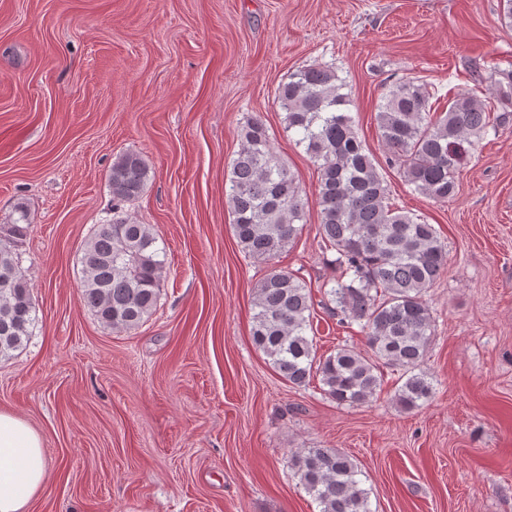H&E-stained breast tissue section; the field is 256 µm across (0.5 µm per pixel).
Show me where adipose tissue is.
Segmentation results:
<instances>
[{
  "label": "adipose tissue",
  "mask_w": 512,
  "mask_h": 512,
  "mask_svg": "<svg viewBox=\"0 0 512 512\" xmlns=\"http://www.w3.org/2000/svg\"><path fill=\"white\" fill-rule=\"evenodd\" d=\"M48 480L39 433L19 417L0 412V512H25Z\"/></svg>",
  "instance_id": "obj_1"
}]
</instances>
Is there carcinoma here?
Masks as SVG:
<instances>
[{
	"mask_svg": "<svg viewBox=\"0 0 512 512\" xmlns=\"http://www.w3.org/2000/svg\"><path fill=\"white\" fill-rule=\"evenodd\" d=\"M475 72L495 91L496 107L463 93L436 112L429 85L409 77L390 86L377 108L387 166L435 201L455 195L461 166L489 128L512 122V69L479 63ZM346 87L335 69L310 65L292 73L275 100L285 112L286 132L318 165L319 234L324 248L336 252L340 271L326 291L328 311L342 324H357L367 350L342 346L317 356L309 335L311 291L297 274L273 266L255 286L250 334L285 380L304 386L318 377L340 406L369 404L381 390V368L389 367L399 373L395 404L414 410L433 393L422 370L434 332L425 295L448 269V249L434 225L389 203V185L359 138ZM150 179L140 155L119 156L109 177L112 199H139ZM225 195L233 234L250 258L274 260L306 223L302 189L258 119L242 129ZM25 235L26 227L16 222L0 224V360L26 345L35 318L33 294L20 270L19 243ZM157 242L150 225L117 206L85 243L79 301L100 323L128 331L152 316L166 270L165 251ZM292 466L320 512H372L361 469L349 455L304 448L293 453Z\"/></svg>",
	"mask_w": 512,
	"mask_h": 512,
	"instance_id": "carcinoma-1",
	"label": "carcinoma"
}]
</instances>
